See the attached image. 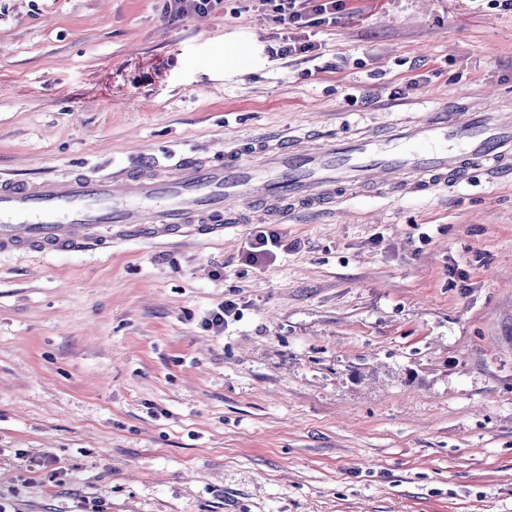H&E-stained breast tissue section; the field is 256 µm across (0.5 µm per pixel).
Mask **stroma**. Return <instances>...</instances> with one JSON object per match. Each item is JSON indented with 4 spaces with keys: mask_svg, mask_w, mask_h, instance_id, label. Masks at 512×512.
I'll return each instance as SVG.
<instances>
[{
    "mask_svg": "<svg viewBox=\"0 0 512 512\" xmlns=\"http://www.w3.org/2000/svg\"><path fill=\"white\" fill-rule=\"evenodd\" d=\"M163 7L0 0V177L309 145L459 100L512 112L496 0H356L287 58L261 0L175 23ZM252 230L0 255V500L512 512V179L294 211L256 266ZM226 300L235 321L203 330ZM247 241V248L243 253L245 262L256 265L266 263L276 257V250L285 247L283 235L272 225H261Z\"/></svg>",
    "mask_w": 512,
    "mask_h": 512,
    "instance_id": "obj_1",
    "label": "stroma"
}]
</instances>
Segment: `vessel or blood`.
<instances>
[{"mask_svg": "<svg viewBox=\"0 0 512 512\" xmlns=\"http://www.w3.org/2000/svg\"><path fill=\"white\" fill-rule=\"evenodd\" d=\"M512 170V121L492 108L430 112L415 122L305 149L249 142L224 160L191 152L143 162L114 177L81 172L31 182L0 180V252L61 253L113 240L220 236L245 213L335 201L339 191L430 192L472 169Z\"/></svg>", "mask_w": 512, "mask_h": 512, "instance_id": "obj_1", "label": "vessel or blood"}]
</instances>
